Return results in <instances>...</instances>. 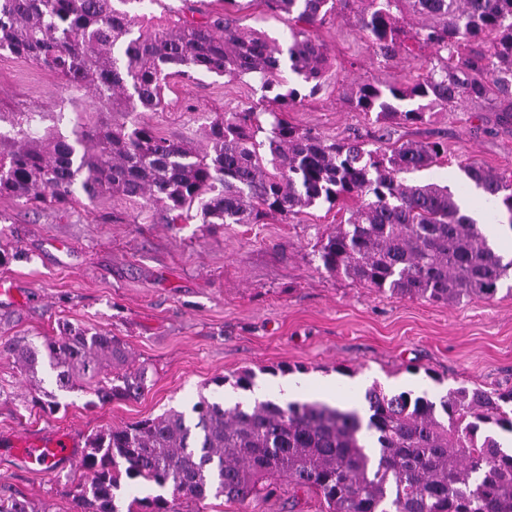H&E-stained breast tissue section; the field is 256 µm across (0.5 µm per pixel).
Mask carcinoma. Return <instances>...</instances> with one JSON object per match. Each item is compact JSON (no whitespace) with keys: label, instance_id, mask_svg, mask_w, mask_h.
<instances>
[{"label":"carcinoma","instance_id":"obj_1","mask_svg":"<svg viewBox=\"0 0 512 512\" xmlns=\"http://www.w3.org/2000/svg\"><path fill=\"white\" fill-rule=\"evenodd\" d=\"M143 0H0V53L25 56L114 112H157L173 78L212 74L259 81L260 108L222 112L204 127L206 147L132 121L119 127L77 121L71 134L36 129L35 107L0 113V199L38 210L83 194L141 198L171 215L197 208L204 224H258L318 203L356 204L319 242L318 256L340 274L392 296L434 303L493 297L512 275L482 225L456 193L436 183L407 185L404 172L429 169L448 148L439 141L367 149L288 122L285 112L317 93L330 65L314 35L328 14L349 10L375 55L390 61L428 49L433 62L411 85L361 82L345 93L376 120L423 123L437 109L488 106L512 125V0H263L288 16L290 41L246 30L229 9L165 23L138 18ZM421 22L404 30L400 21ZM264 138L257 139V133ZM480 190L490 220L512 227V182L476 165L461 167ZM0 353L35 383L49 368L59 391L94 386L99 401L134 398L147 371L112 332L69 327L58 336L11 337ZM367 423L355 410L319 401L272 400L226 409L204 395L197 420L168 410L89 435L76 486L77 512H119L122 479L163 493L132 497L127 512H183L212 495L245 505L285 481L326 512H512V453L492 436L512 432V389L461 386L435 402L410 392H364ZM0 512H51L18 495Z\"/></svg>","mask_w":512,"mask_h":512}]
</instances>
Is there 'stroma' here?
<instances>
[{
	"label": "stroma",
	"instance_id": "1",
	"mask_svg": "<svg viewBox=\"0 0 512 512\" xmlns=\"http://www.w3.org/2000/svg\"><path fill=\"white\" fill-rule=\"evenodd\" d=\"M240 26L286 44V16L260 0H239ZM331 65L320 91L288 114L302 129L329 138L360 137L369 147L443 139L448 155L426 170L402 174L407 184L460 181L475 164L512 178V128L486 122L466 106L424 123L380 124L353 110L344 93L354 82L404 84L423 73L419 58L381 62L352 14L319 26ZM256 81L200 75L172 80L161 112L100 110L47 68L0 55V111L35 106L48 125L70 133L76 117L120 125L138 119L161 135L203 145L201 128L217 112L257 105ZM341 219L316 205L294 219L262 224L160 222L145 200L103 196L67 208L31 210L0 199V280L16 290L0 299V341L54 336L65 325L106 329L121 337L148 379L135 399L99 402L92 390L59 393V408L31 404L33 386L0 356V437L71 433L79 439L174 408L190 412L199 395L223 400L216 378L243 369L277 397L278 366L291 376L335 379L336 401L361 405L362 391L412 392L436 400L449 388L512 389V280L493 299L456 305L393 297L327 273L314 253ZM80 462L49 475L29 470L0 445V496L17 494L71 512L72 492L85 482ZM319 499L280 486L248 507L209 497L191 512H321Z\"/></svg>",
	"mask_w": 512,
	"mask_h": 512
}]
</instances>
